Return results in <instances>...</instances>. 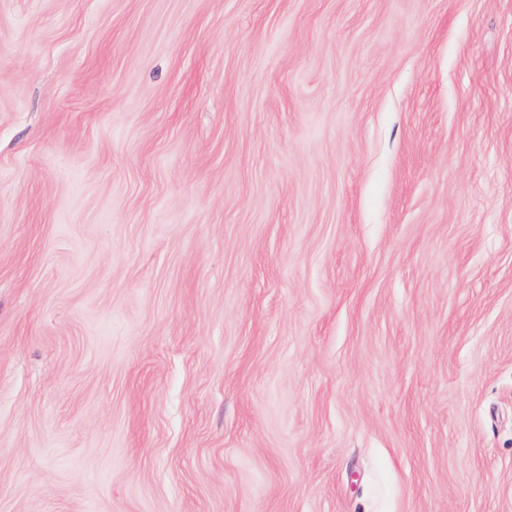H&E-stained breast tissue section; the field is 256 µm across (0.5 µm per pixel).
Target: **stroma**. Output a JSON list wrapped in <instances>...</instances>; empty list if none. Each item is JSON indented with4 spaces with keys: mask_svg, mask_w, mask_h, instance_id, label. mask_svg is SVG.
<instances>
[{
    "mask_svg": "<svg viewBox=\"0 0 512 512\" xmlns=\"http://www.w3.org/2000/svg\"><path fill=\"white\" fill-rule=\"evenodd\" d=\"M0 512H512V0H0Z\"/></svg>",
    "mask_w": 512,
    "mask_h": 512,
    "instance_id": "stroma-1",
    "label": "stroma"
}]
</instances>
